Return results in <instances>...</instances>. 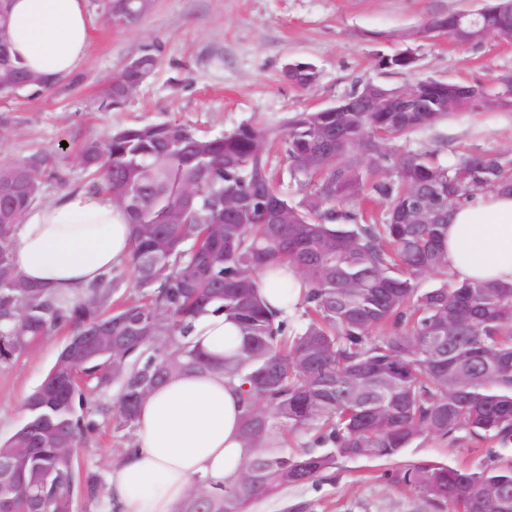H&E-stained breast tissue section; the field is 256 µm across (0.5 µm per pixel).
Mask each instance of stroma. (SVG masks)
Here are the masks:
<instances>
[{
	"instance_id": "obj_1",
	"label": "stroma",
	"mask_w": 512,
	"mask_h": 512,
	"mask_svg": "<svg viewBox=\"0 0 512 512\" xmlns=\"http://www.w3.org/2000/svg\"><path fill=\"white\" fill-rule=\"evenodd\" d=\"M481 0H155L140 25L123 28L105 19V0H86L92 54L88 64L51 89L29 88L0 99V158L46 154L59 177L47 178L44 200L91 186L73 157L77 144L115 126L176 121L201 137H217L253 124L283 132L297 113L343 100L355 84L403 88L416 80L461 82L492 90L512 72V43L457 44L422 37L433 16L479 8ZM411 50L412 72L380 69L379 56ZM150 52L154 73L121 108L106 110L100 96L133 57ZM292 60L314 64L318 82L301 90L283 77ZM399 152L431 151L452 165L465 151L512 153V109L462 111L414 129L395 142ZM269 166L278 191L302 202L305 175L294 172L282 148ZM67 337L58 331L9 364H0V439L24 421L23 401L37 388ZM116 390L96 395L85 413L97 428L77 450L81 469L110 476V460L128 444L106 412ZM422 460L473 469L484 460L466 441L427 437L391 461H339L326 479L258 500L251 512H287L306 502L312 512H424L413 492L387 484L388 470Z\"/></svg>"
}]
</instances>
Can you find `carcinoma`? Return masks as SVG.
<instances>
[{
  "mask_svg": "<svg viewBox=\"0 0 512 512\" xmlns=\"http://www.w3.org/2000/svg\"><path fill=\"white\" fill-rule=\"evenodd\" d=\"M106 18L135 27L154 0H107ZM477 16L431 17L454 40L478 26L484 40L512 42V0H484ZM7 2L0 3V66L22 80L11 57ZM158 59L141 54L113 77L106 104L119 108ZM382 69L410 71L405 50ZM284 77L312 87L315 66L292 61ZM495 97L448 99L430 112L296 114L280 137L293 169L313 178L309 199L288 202L268 166L272 133L245 125L205 138L177 122L126 126L84 141L75 156L130 217L128 267L142 300L116 304L109 276L66 300L34 288L11 260L12 229L41 196L46 160L0 162V364L65 330L68 339L24 403L25 422L0 441V512H74V500L105 494L94 473H75L76 449L95 430L80 414L88 394L119 385L116 430L133 437L141 402L155 388L211 358L190 340L195 321L224 313L242 342L224 354L237 380L246 459L222 484L198 480L179 512H250L258 498L325 478L341 459H389L428 436L492 444L512 437V285L448 277V209L491 191L512 192V156L468 152L452 166L430 152L395 154L392 142L463 110L501 108ZM369 185H364V180ZM434 186L438 224H416L410 194ZM368 187L385 222L361 224L344 204ZM280 205L288 221L271 223ZM287 264L304 281L300 324L271 309L258 276ZM445 277L422 290L428 276ZM458 335H448V325ZM306 433L300 451L288 435ZM420 496L427 512H471L496 487L512 490V463L489 453L477 469L422 461L381 474Z\"/></svg>",
  "mask_w": 512,
  "mask_h": 512,
  "instance_id": "carcinoma-1",
  "label": "carcinoma"
}]
</instances>
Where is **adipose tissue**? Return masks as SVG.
Wrapping results in <instances>:
<instances>
[{
	"mask_svg": "<svg viewBox=\"0 0 512 512\" xmlns=\"http://www.w3.org/2000/svg\"><path fill=\"white\" fill-rule=\"evenodd\" d=\"M10 18L11 49L31 71L63 77L88 63L85 0H11ZM447 249L451 279L512 284V195L488 192L454 205ZM131 250L126 212L105 194L78 191L29 206L15 226L11 257L31 285L76 299L125 266ZM260 291L289 315L305 285L287 269L279 279L262 278ZM191 338L214 364L173 378L141 404L135 445L111 470L108 496L117 512H178L192 480L221 483L241 465L242 411L235 385L217 366L228 347L239 345V330L209 313Z\"/></svg>",
	"mask_w": 512,
	"mask_h": 512,
	"instance_id": "adipose-tissue-1",
	"label": "adipose tissue"
}]
</instances>
